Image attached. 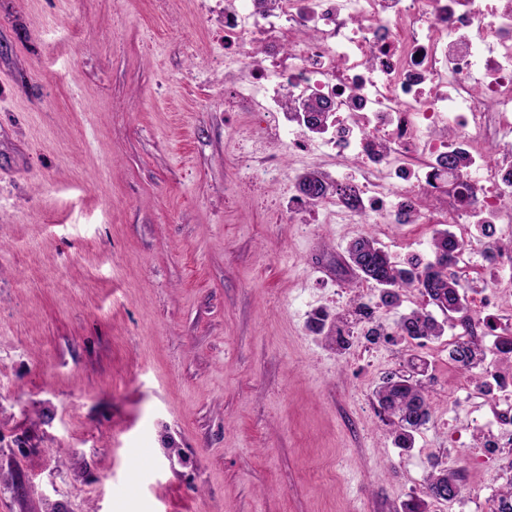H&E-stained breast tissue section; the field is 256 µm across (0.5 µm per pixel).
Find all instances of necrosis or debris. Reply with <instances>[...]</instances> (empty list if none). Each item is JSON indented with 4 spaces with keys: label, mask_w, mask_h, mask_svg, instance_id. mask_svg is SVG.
Masks as SVG:
<instances>
[{
    "label": "necrosis or debris",
    "mask_w": 512,
    "mask_h": 512,
    "mask_svg": "<svg viewBox=\"0 0 512 512\" xmlns=\"http://www.w3.org/2000/svg\"><path fill=\"white\" fill-rule=\"evenodd\" d=\"M311 94L329 103L320 133L289 109ZM224 109L276 149L352 162L360 204L326 197V218L483 224L487 266L512 270L499 244L512 236V0H224ZM458 151L466 169L442 165ZM469 317L512 334V306L485 291ZM497 385L498 433L475 471L512 465V377Z\"/></svg>",
    "instance_id": "obj_1"
}]
</instances>
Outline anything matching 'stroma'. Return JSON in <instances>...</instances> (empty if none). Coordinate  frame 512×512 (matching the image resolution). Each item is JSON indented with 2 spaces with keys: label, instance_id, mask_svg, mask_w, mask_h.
<instances>
[{
  "label": "stroma",
  "instance_id": "obj_1",
  "mask_svg": "<svg viewBox=\"0 0 512 512\" xmlns=\"http://www.w3.org/2000/svg\"><path fill=\"white\" fill-rule=\"evenodd\" d=\"M245 128L224 0H0V512H403L434 463L463 481L432 512H475L512 480L466 465L495 401L455 329L398 336L418 292L346 350L311 328L375 301L351 240L428 260L434 225L282 221ZM414 356L406 451L374 393ZM463 342L454 341L449 343L448 350L449 359L466 371L471 372L486 357V351L479 336H466Z\"/></svg>",
  "mask_w": 512,
  "mask_h": 512
}]
</instances>
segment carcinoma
<instances>
[{
    "instance_id": "1",
    "label": "carcinoma",
    "mask_w": 512,
    "mask_h": 512,
    "mask_svg": "<svg viewBox=\"0 0 512 512\" xmlns=\"http://www.w3.org/2000/svg\"><path fill=\"white\" fill-rule=\"evenodd\" d=\"M303 108L304 114L310 115V120L317 127L328 117L320 99L306 101ZM299 185L309 201L334 194L346 204L354 202L353 187L341 189L336 182L317 173L303 176ZM462 248L463 244L458 242L454 234L439 229L432 238V259L424 265L413 261L404 264L395 261L369 237L351 242L346 253L348 263L357 276L378 289L375 308H397L406 292L417 291L426 296L439 311L448 312L467 330L470 323L466 316L465 287L456 274L451 272L454 253ZM446 327L447 321L438 320L424 309H413L402 315L397 322L401 336L425 342L439 339ZM448 356L462 370L470 372L484 361L486 351L480 338L473 335L463 342L450 343ZM408 365V372L386 377L375 393L380 413L387 423L399 429L395 442L403 449L412 447L413 432L426 424L431 416L426 389L419 380L413 378L421 365L412 359ZM460 482L461 477L456 472L432 470L427 476L423 497L411 499L406 504L407 512H427L431 502L444 500L442 492L451 486H460Z\"/></svg>"
}]
</instances>
